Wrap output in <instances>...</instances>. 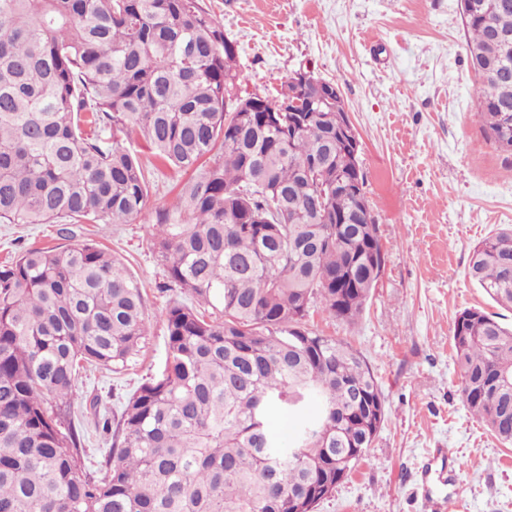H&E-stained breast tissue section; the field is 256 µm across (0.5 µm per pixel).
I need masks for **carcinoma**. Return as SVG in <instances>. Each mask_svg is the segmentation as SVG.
<instances>
[{
    "label": "carcinoma",
    "instance_id": "carcinoma-1",
    "mask_svg": "<svg viewBox=\"0 0 512 512\" xmlns=\"http://www.w3.org/2000/svg\"><path fill=\"white\" fill-rule=\"evenodd\" d=\"M462 15L486 135L512 152V0ZM240 80L224 27L202 0H0V222L125 224L151 171L193 173L182 223L149 225L174 299L167 359L126 400L104 468L85 469L62 405L81 368L121 372L147 336L144 297L93 243L30 248L0 264V512H314L385 419L373 371L350 345L305 326L315 305L352 325L385 267L365 191L320 112L230 108ZM141 140L149 170L128 147ZM342 175L347 189L336 191ZM468 275L512 310V227L473 249ZM453 342L472 414L512 445V327L477 308ZM306 417L280 447L270 419Z\"/></svg>",
    "mask_w": 512,
    "mask_h": 512
}]
</instances>
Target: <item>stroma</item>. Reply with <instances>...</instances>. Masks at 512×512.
Returning a JSON list of instances; mask_svg holds the SVG:
<instances>
[{
  "mask_svg": "<svg viewBox=\"0 0 512 512\" xmlns=\"http://www.w3.org/2000/svg\"><path fill=\"white\" fill-rule=\"evenodd\" d=\"M238 45V92L275 94L307 66L336 83L361 145L366 192L386 251L383 274L355 324L312 308L308 325L350 343L372 367L385 420L356 470L316 512H433L418 488L430 450L456 457L444 512H512V449L466 408L455 359L456 315L480 308L512 323L467 267L474 246L512 225V155L487 140L478 83L463 47L460 0H203ZM179 201L152 178L142 219L127 224H1L0 263L43 244L92 242L140 284L149 331L126 371L86 367L71 398L81 444L112 436L91 414L118 412L166 359L176 290L147 244L148 220Z\"/></svg>",
  "mask_w": 512,
  "mask_h": 512,
  "instance_id": "1",
  "label": "stroma"
}]
</instances>
